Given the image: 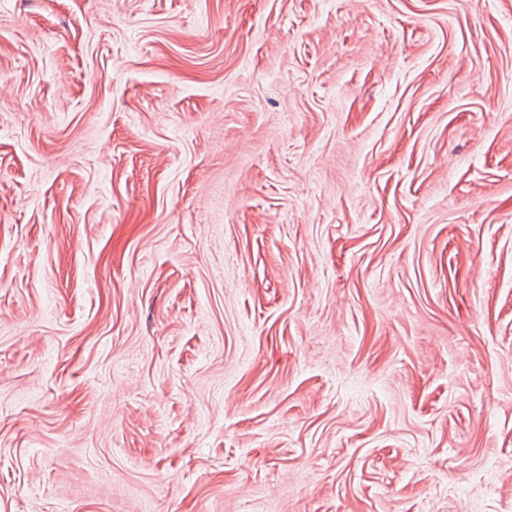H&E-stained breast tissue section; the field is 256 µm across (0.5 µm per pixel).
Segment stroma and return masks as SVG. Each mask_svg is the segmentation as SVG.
Wrapping results in <instances>:
<instances>
[{
    "instance_id": "stroma-1",
    "label": "stroma",
    "mask_w": 512,
    "mask_h": 512,
    "mask_svg": "<svg viewBox=\"0 0 512 512\" xmlns=\"http://www.w3.org/2000/svg\"><path fill=\"white\" fill-rule=\"evenodd\" d=\"M0 512H512V0H0Z\"/></svg>"
}]
</instances>
